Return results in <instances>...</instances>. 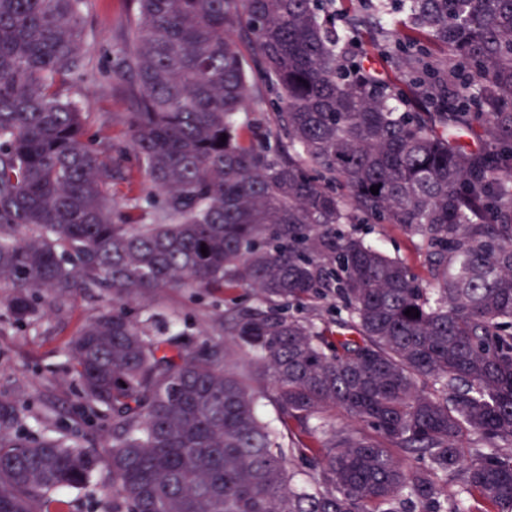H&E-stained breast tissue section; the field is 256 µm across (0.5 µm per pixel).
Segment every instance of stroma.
<instances>
[{"label":"stroma","instance_id":"35a3bbf8","mask_svg":"<svg viewBox=\"0 0 512 512\" xmlns=\"http://www.w3.org/2000/svg\"><path fill=\"white\" fill-rule=\"evenodd\" d=\"M128 0H84L81 28L84 50L78 80L68 95L87 112V135L105 151L108 161L124 170L113 181L112 196L121 207L138 203L144 188L142 171L130 147L127 114L130 104L118 76L126 33ZM353 232L390 257L405 262L419 279L428 276L419 237L389 224H356ZM253 292L231 289L221 295L189 289L158 293L153 311L180 314V328L195 333L210 326L216 312L250 304ZM97 303L77 297L64 311H51L38 328L0 325V397L15 400L21 410L20 428L31 437L50 431L66 434L85 448L100 447L106 419L91 417L81 385L69 369L67 344L96 312ZM55 412H48V405ZM69 512H112V474L99 467L90 482L65 492Z\"/></svg>","mask_w":512,"mask_h":512}]
</instances>
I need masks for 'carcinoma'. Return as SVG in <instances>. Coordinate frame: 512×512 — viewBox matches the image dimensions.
I'll return each instance as SVG.
<instances>
[{
  "label": "carcinoma",
  "mask_w": 512,
  "mask_h": 512,
  "mask_svg": "<svg viewBox=\"0 0 512 512\" xmlns=\"http://www.w3.org/2000/svg\"><path fill=\"white\" fill-rule=\"evenodd\" d=\"M82 2L0 0V288L17 327L43 298L106 300L68 355L110 434L102 454L32 441L0 398V512H65L103 460L112 512H512V0H390L403 33L375 28L371 0H131L121 77L146 181L126 211L65 94ZM363 29L415 105L398 110ZM255 73L272 144L247 118ZM369 223L421 238L429 287L341 229ZM165 288L258 304L216 313L200 343L175 311L166 332L131 314ZM229 341L260 353L278 426ZM331 410L357 428L327 433Z\"/></svg>",
  "instance_id": "obj_1"
}]
</instances>
